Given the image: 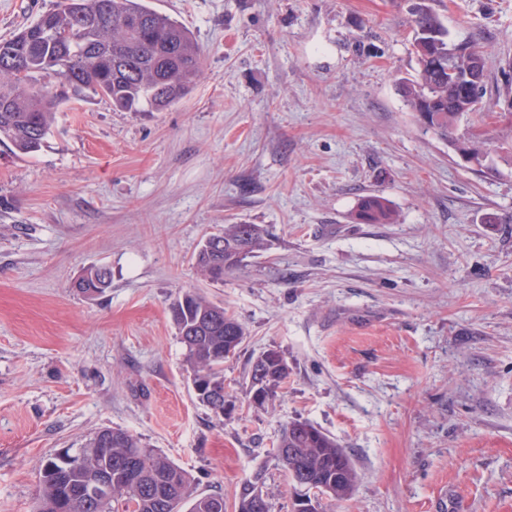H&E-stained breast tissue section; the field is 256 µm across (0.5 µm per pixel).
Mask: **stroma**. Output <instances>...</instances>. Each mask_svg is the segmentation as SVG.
Here are the masks:
<instances>
[{"mask_svg":"<svg viewBox=\"0 0 512 512\" xmlns=\"http://www.w3.org/2000/svg\"><path fill=\"white\" fill-rule=\"evenodd\" d=\"M149 2L203 51L189 95L162 112L79 97L34 155L0 144V512H33L44 462L105 428L225 512L260 469L271 512H292L273 450L295 420L358 474L324 512H512V165L468 169L402 90L424 2L486 48L484 131L512 142V0ZM56 3L0 0V38ZM369 194L398 223H359ZM227 224L271 237L214 282L193 257ZM99 265L111 288L76 293ZM187 289L247 330L220 416L195 398L171 317ZM270 347L288 379L258 410L245 373Z\"/></svg>","mask_w":512,"mask_h":512,"instance_id":"obj_1","label":"stroma"}]
</instances>
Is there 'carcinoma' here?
<instances>
[{
  "label": "carcinoma",
  "mask_w": 512,
  "mask_h": 512,
  "mask_svg": "<svg viewBox=\"0 0 512 512\" xmlns=\"http://www.w3.org/2000/svg\"><path fill=\"white\" fill-rule=\"evenodd\" d=\"M27 53L23 71L0 66V141L15 154L30 156L42 146L59 108L69 96L56 93L57 84L75 76L74 92L88 89L118 111L138 112L141 107L161 112L185 98L201 72L203 52L189 30L145 0H59L57 7L40 15L18 32L0 39ZM450 37L442 18L429 6H418L411 46L419 66L417 77L403 85L405 102L416 117H428L427 131L450 144L457 156L486 165L489 141L474 133H456L461 120L481 112L487 93L484 51L468 42L448 57ZM356 218L363 224H395L398 212L379 195L359 199ZM268 231L261 224H226L211 235L222 246L214 253L199 249L194 264L212 281L238 268L250 254L266 247ZM112 284V270L92 266L73 283L77 292L94 297ZM171 316L184 348L191 375L205 380L197 400L213 409V397L224 398V359L244 342L246 328L224 312V307L185 292L171 305ZM256 364L246 373L249 391L262 384L264 409L277 397L288 378L284 358ZM109 437L110 446L65 464L56 454L44 464L38 505L34 512H62V497L106 479L111 497L94 510L73 512H180L192 477L167 456L122 429L108 428L89 436L84 448H96ZM278 447L289 448L282 467L291 480L306 479L317 494L338 501L354 492L357 473L346 450L308 421L284 426ZM265 482L264 470L255 473L238 493L236 512H253L251 494Z\"/></svg>",
  "instance_id": "carcinoma-1"
}]
</instances>
